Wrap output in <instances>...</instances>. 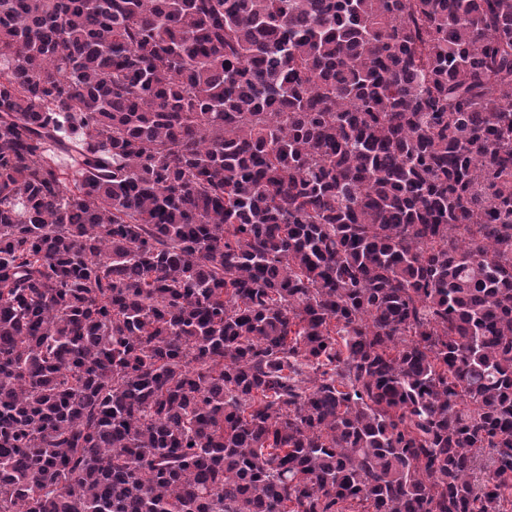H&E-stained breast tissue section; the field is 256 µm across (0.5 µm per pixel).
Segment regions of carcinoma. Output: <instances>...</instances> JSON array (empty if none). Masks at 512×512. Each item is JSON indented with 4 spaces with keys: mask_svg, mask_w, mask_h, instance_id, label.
Wrapping results in <instances>:
<instances>
[{
    "mask_svg": "<svg viewBox=\"0 0 512 512\" xmlns=\"http://www.w3.org/2000/svg\"><path fill=\"white\" fill-rule=\"evenodd\" d=\"M0 512H512V0H0Z\"/></svg>",
    "mask_w": 512,
    "mask_h": 512,
    "instance_id": "cac0c4a2",
    "label": "carcinoma"
}]
</instances>
